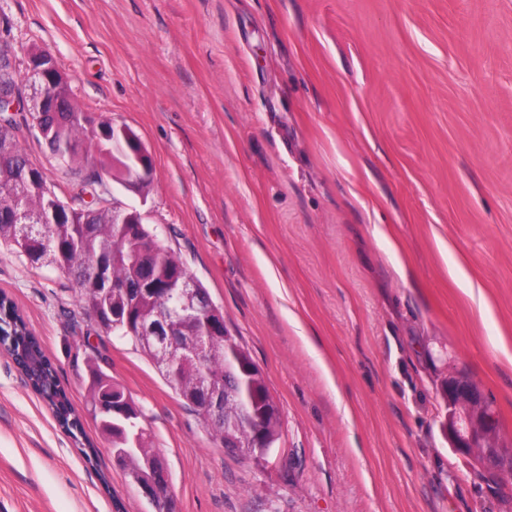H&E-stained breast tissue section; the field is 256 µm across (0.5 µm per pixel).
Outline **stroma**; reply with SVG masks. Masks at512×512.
<instances>
[{
    "label": "stroma",
    "mask_w": 512,
    "mask_h": 512,
    "mask_svg": "<svg viewBox=\"0 0 512 512\" xmlns=\"http://www.w3.org/2000/svg\"><path fill=\"white\" fill-rule=\"evenodd\" d=\"M84 111L153 163L136 208L262 369L281 436L218 447L74 290L0 248V291L76 409L99 349L143 410L176 512H512L441 430L467 373L512 445V0H0ZM17 135L61 198L81 167ZM87 461L0 352V512H152L92 419Z\"/></svg>",
    "instance_id": "stroma-1"
}]
</instances>
